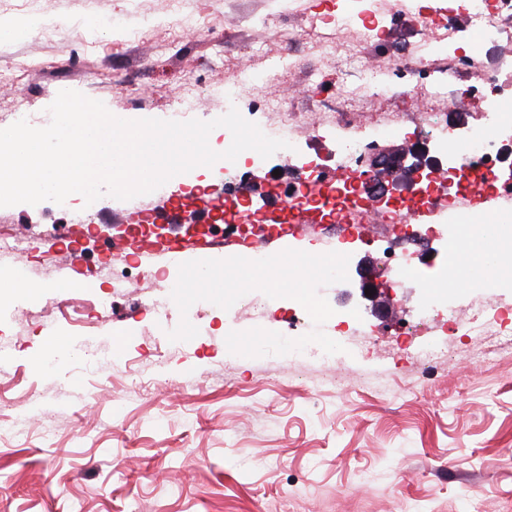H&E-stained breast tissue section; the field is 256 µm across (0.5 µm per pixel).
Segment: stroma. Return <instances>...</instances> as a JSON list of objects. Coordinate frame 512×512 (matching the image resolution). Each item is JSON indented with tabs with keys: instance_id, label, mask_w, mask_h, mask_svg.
Masks as SVG:
<instances>
[{
	"instance_id": "obj_1",
	"label": "stroma",
	"mask_w": 512,
	"mask_h": 512,
	"mask_svg": "<svg viewBox=\"0 0 512 512\" xmlns=\"http://www.w3.org/2000/svg\"><path fill=\"white\" fill-rule=\"evenodd\" d=\"M276 0H0V26L43 29L39 40L0 42V122L13 109L48 118L59 91L76 90L126 117L176 119L173 100L193 97L196 119L222 116L224 81L233 69L262 70L290 51L302 70L244 96L246 112L275 104L290 112L331 111L336 69L309 44L314 26L358 0H303L281 33L265 24ZM119 19L117 31L87 26L90 11ZM177 15L180 25L166 23ZM319 70L320 86L307 83ZM157 215L166 233L184 232L167 197L100 198L77 221L25 204L0 209V231L28 243L0 256L1 273H20L33 294L0 304V418L22 422L0 438V512H512V348L497 360L468 330L405 337L425 289L391 287L375 278L372 298L360 293V255L349 280L326 290L329 304L355 310L369 329L341 327L328 335L343 352L328 359L295 354L245 358L230 354V331L260 327L292 337L288 299L255 315L236 302L206 304L188 341L170 340L180 322L170 295L178 276L121 273L133 251L108 252L128 239L120 217ZM94 235L59 287V263ZM53 244L56 260L43 255ZM112 315L92 341L112 353L124 338L109 380L79 364L43 372L48 337L81 342L72 311L97 317L101 299ZM446 345L447 358L429 371L414 360L419 347Z\"/></svg>"
}]
</instances>
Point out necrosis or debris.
Listing matches in <instances>:
<instances>
[{
  "label": "necrosis or debris",
  "instance_id": "4bbe7bcc",
  "mask_svg": "<svg viewBox=\"0 0 512 512\" xmlns=\"http://www.w3.org/2000/svg\"><path fill=\"white\" fill-rule=\"evenodd\" d=\"M359 12L343 11L332 23L334 31H355L356 37L335 46L329 36L317 39L320 55L335 57L339 75L336 79V107L327 126H312V136L322 129L336 133V167L349 170L350 178L325 179L316 160L299 153L298 129L306 123L303 112H264L259 126L269 137L285 140L288 166V187L323 224H342L344 238L337 240L336 250L347 253L349 244L359 237L361 229L356 217L368 210L377 211L381 221L392 232L414 227L417 236L439 237L446 245L449 271L471 282L490 279L494 288H512V158L505 147L512 143V94L481 95L477 117L467 125L464 135H457L455 125L443 120L429 109L410 110L404 101L428 98L433 90H441L453 100L460 111L470 109L468 95L458 92L456 79L473 63L468 54H459L457 45L470 34H478L484 42L512 45V0H466L460 11L449 12L443 29L448 40L446 54H437L431 42L417 43L408 54L386 51V65L367 63L362 47L379 42L374 18L376 0H362ZM298 68L293 55H285L268 70L255 75L231 72L224 83V104H238L246 91L260 85L287 79ZM389 101L391 112L363 128L355 115L371 97ZM411 125L432 133L442 161L427 170L417 187L395 198L380 199L362 190L364 157L377 137ZM463 139L469 150L467 161H460L448 148L450 140ZM224 186V211L215 213L213 222L237 225L241 238L270 237L292 233L290 217L271 218L268 211L252 207L239 193L244 177L238 163L216 162ZM481 183L480 197H473L474 183ZM318 185L319 194L309 192ZM484 241L489 245L491 261L483 267L457 265L468 242Z\"/></svg>",
  "mask_w": 512,
  "mask_h": 512
}]
</instances>
